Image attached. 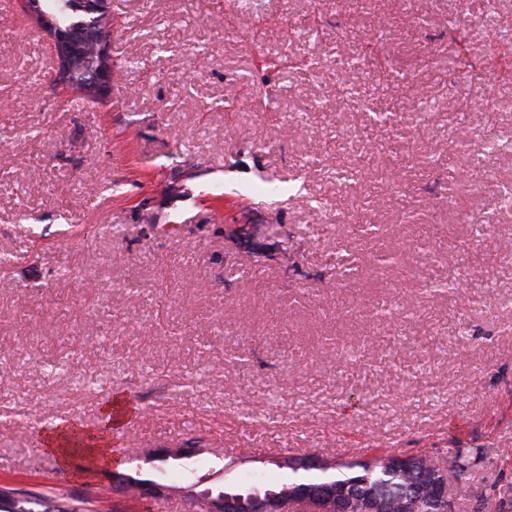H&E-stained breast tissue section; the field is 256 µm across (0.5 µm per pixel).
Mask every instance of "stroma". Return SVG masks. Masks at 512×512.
Instances as JSON below:
<instances>
[{"instance_id":"35a3bbf8","label":"stroma","mask_w":512,"mask_h":512,"mask_svg":"<svg viewBox=\"0 0 512 512\" xmlns=\"http://www.w3.org/2000/svg\"><path fill=\"white\" fill-rule=\"evenodd\" d=\"M110 13L121 76L85 105L0 0V485L207 512L318 477L308 456L460 448L456 512L512 493V0ZM478 18L485 68L449 69V21ZM117 394L124 468L60 466L42 429H95ZM117 474L169 493L120 499Z\"/></svg>"}]
</instances>
